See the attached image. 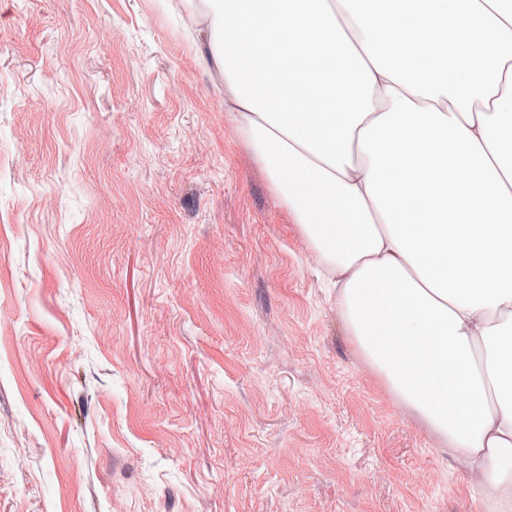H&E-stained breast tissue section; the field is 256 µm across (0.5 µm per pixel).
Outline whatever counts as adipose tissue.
Listing matches in <instances>:
<instances>
[{
  "label": "adipose tissue",
  "instance_id": "adipose-tissue-1",
  "mask_svg": "<svg viewBox=\"0 0 512 512\" xmlns=\"http://www.w3.org/2000/svg\"><path fill=\"white\" fill-rule=\"evenodd\" d=\"M389 393L512 512V0H180Z\"/></svg>",
  "mask_w": 512,
  "mask_h": 512
}]
</instances>
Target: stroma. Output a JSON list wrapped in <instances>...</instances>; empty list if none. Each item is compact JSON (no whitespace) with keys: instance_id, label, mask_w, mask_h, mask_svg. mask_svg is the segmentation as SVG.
<instances>
[{"instance_id":"stroma-1","label":"stroma","mask_w":512,"mask_h":512,"mask_svg":"<svg viewBox=\"0 0 512 512\" xmlns=\"http://www.w3.org/2000/svg\"><path fill=\"white\" fill-rule=\"evenodd\" d=\"M161 0H0V512H482Z\"/></svg>"}]
</instances>
